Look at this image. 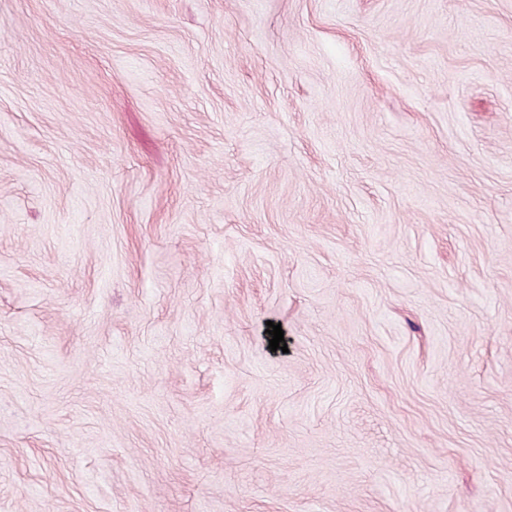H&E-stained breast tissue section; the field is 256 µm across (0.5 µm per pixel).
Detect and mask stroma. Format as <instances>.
<instances>
[{
  "mask_svg": "<svg viewBox=\"0 0 512 512\" xmlns=\"http://www.w3.org/2000/svg\"><path fill=\"white\" fill-rule=\"evenodd\" d=\"M0 512H512V0H0Z\"/></svg>",
  "mask_w": 512,
  "mask_h": 512,
  "instance_id": "1",
  "label": "stroma"
}]
</instances>
